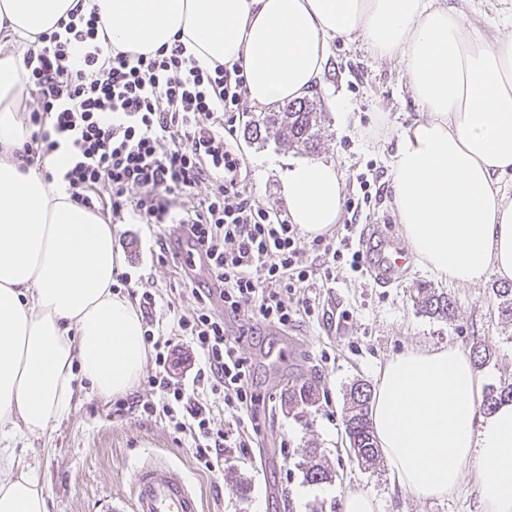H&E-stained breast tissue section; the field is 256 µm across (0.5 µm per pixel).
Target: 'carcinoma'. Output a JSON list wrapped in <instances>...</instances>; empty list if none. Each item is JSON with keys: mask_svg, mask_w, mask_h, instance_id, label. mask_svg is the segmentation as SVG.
Returning a JSON list of instances; mask_svg holds the SVG:
<instances>
[{"mask_svg": "<svg viewBox=\"0 0 512 512\" xmlns=\"http://www.w3.org/2000/svg\"><path fill=\"white\" fill-rule=\"evenodd\" d=\"M322 113L317 111V102L303 100L287 105L280 112H266L248 129L249 138L266 141L269 138H281L304 150L315 149L318 128ZM498 308L505 317L512 318V287L498 288L494 291ZM417 305L429 315L451 319L455 314V303L443 292L432 288H422L418 292ZM317 386L307 380L295 379L284 391V403L296 415L305 417L310 407L314 406ZM370 385L358 380L350 387L346 398L343 416L345 433L349 442L352 460L364 467L373 468L379 463L380 450L373 435L370 421ZM505 402H512V383H505L486 392L482 410L490 414ZM303 479L310 485H319L332 481L335 471L325 454L314 442L298 449Z\"/></svg>", "mask_w": 512, "mask_h": 512, "instance_id": "1", "label": "carcinoma"}]
</instances>
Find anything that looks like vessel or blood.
I'll return each mask as SVG.
<instances>
[{
  "mask_svg": "<svg viewBox=\"0 0 512 512\" xmlns=\"http://www.w3.org/2000/svg\"><path fill=\"white\" fill-rule=\"evenodd\" d=\"M168 241L172 252L178 254L185 273H193L207 259L199 249H192L188 226L172 228ZM378 279L392 281L394 274L405 264L406 254L393 241L378 244L369 258ZM128 507L105 501L101 512H201V500L182 474L160 459L143 462L133 473Z\"/></svg>",
  "mask_w": 512,
  "mask_h": 512,
  "instance_id": "obj_1",
  "label": "vessel or blood"
}]
</instances>
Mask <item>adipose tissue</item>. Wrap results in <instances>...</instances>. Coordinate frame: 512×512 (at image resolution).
<instances>
[{"instance_id": "obj_1", "label": "adipose tissue", "mask_w": 512, "mask_h": 512, "mask_svg": "<svg viewBox=\"0 0 512 512\" xmlns=\"http://www.w3.org/2000/svg\"><path fill=\"white\" fill-rule=\"evenodd\" d=\"M97 12L112 48L181 41L212 67L240 62L250 105L321 87L330 45L361 40L400 59L427 114L397 136L392 203L418 263L460 283H512V32L467 21L450 0H0V428L46 433L68 413L75 378L95 396L131 392L150 351L113 275L115 228L32 167L17 116L27 43L72 12ZM335 163L310 158L282 181L288 221L331 232L344 203ZM480 380L448 346L409 350L378 370L370 417L398 483L421 500L476 469L480 512H512V403L478 416ZM49 494L0 451V512H48Z\"/></svg>"}]
</instances>
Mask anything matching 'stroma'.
I'll list each match as a JSON object with an SVG mask.
<instances>
[{"label": "stroma", "instance_id": "stroma-1", "mask_svg": "<svg viewBox=\"0 0 512 512\" xmlns=\"http://www.w3.org/2000/svg\"><path fill=\"white\" fill-rule=\"evenodd\" d=\"M324 112L315 156L332 160L345 178V195L360 196V174L376 171L380 190L376 201L356 222L378 227L383 237L406 245L403 228L391 203L390 182L396 144L373 140L369 127L383 117L388 129L399 131L423 117L409 85L403 63L377 58L360 41L339 38L332 45L329 66L315 92ZM345 109L337 111L334 100ZM258 112L252 107L236 115L237 145L243 157L241 177L252 186L257 203L287 211L280 174L290 161L305 158L303 150L274 140L248 139L245 127ZM159 230L150 224H125L115 245L124 254V272L156 298L153 317L160 334L170 336L176 312L191 313L194 300L175 301L172 291L183 276L175 263L156 258ZM499 280L486 274L479 282L462 285L437 277L416 260L398 271L390 286H378L372 274H358L338 265L329 281H316L304 296L315 309L289 332L258 325L254 335L240 339L251 359L253 378L262 401L256 410L259 434L252 448L234 449L225 479L199 471L190 441L168 423L131 407L149 398L146 382L156 365L147 362L146 379L129 394L106 400L89 396V385H75L67 414L38 438L10 427L0 428V448L38 478L50 494L49 512H99L104 500L123 497L137 465L158 456L180 470L198 490L202 512H342V497L362 490L376 501L378 512H479L472 488L476 470L465 472L453 497L421 501L404 490L388 467L371 472L351 461L345 451L342 409L345 393L357 380L373 382L379 368L411 347L452 345L461 350L486 343L491 357L478 373L483 389L512 382V321L502 318L494 295ZM434 288L455 302L453 319L425 314L414 298L418 289ZM347 319H339L340 311ZM303 374L319 384L320 400L307 417L282 411L281 395L292 376ZM316 441L336 471L328 485L307 484L298 467V448Z\"/></svg>", "mask_w": 512, "mask_h": 512}]
</instances>
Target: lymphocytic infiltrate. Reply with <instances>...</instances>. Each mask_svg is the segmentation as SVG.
<instances>
[{
  "label": "lymphocytic infiltrate",
  "mask_w": 512,
  "mask_h": 512,
  "mask_svg": "<svg viewBox=\"0 0 512 512\" xmlns=\"http://www.w3.org/2000/svg\"><path fill=\"white\" fill-rule=\"evenodd\" d=\"M97 14L75 15L64 33H45L23 58L25 85L37 107L24 113L31 150L24 164L44 166L72 201L109 224H186L209 260L208 284L191 288L196 306L176 319V337L146 331L158 370L141 412L191 440L201 471L224 474V452L250 447L256 425L252 365L226 329L227 316L293 326L312 315L288 295L338 264L363 271L351 240L355 224L333 242L301 237L273 206L256 203L241 178L242 158L225 134L224 116L245 96L239 65L204 67L181 42L153 52L115 51L101 42ZM205 194H198L199 186ZM315 255L303 264L304 252ZM193 352L187 376L171 371L179 338ZM222 397L235 427L225 431L207 395Z\"/></svg>",
  "instance_id": "obj_1"
}]
</instances>
